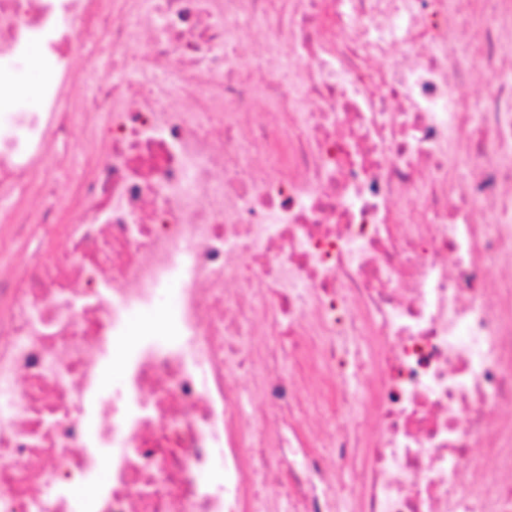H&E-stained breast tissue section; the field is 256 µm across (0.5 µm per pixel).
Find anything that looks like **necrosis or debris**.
I'll return each instance as SVG.
<instances>
[{
	"label": "necrosis or debris",
	"instance_id": "necrosis-or-debris-1",
	"mask_svg": "<svg viewBox=\"0 0 512 512\" xmlns=\"http://www.w3.org/2000/svg\"><path fill=\"white\" fill-rule=\"evenodd\" d=\"M477 2L0 0V225L71 214L0 274V512H512V0ZM71 159L68 164V178L63 179L58 185L59 195L66 199L74 183L80 178L83 168V160L79 155L78 148L74 145L73 140L70 145Z\"/></svg>",
	"mask_w": 512,
	"mask_h": 512
}]
</instances>
